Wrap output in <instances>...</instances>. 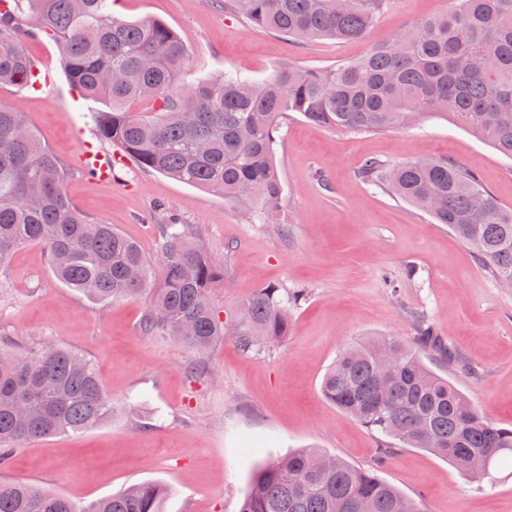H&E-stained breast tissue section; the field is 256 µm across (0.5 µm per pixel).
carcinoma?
<instances>
[{"instance_id": "carcinoma-1", "label": "carcinoma", "mask_w": 512, "mask_h": 512, "mask_svg": "<svg viewBox=\"0 0 512 512\" xmlns=\"http://www.w3.org/2000/svg\"><path fill=\"white\" fill-rule=\"evenodd\" d=\"M0 84L21 86L34 64L21 36L57 46L70 86L108 110L90 113L98 134L146 170L235 200L270 220L283 187L274 164L280 119L298 112L336 132L362 133L444 118L512 157V0H451L448 12L396 33L360 60L329 70L281 65L264 81L224 74L191 86L183 39L159 21H129L112 0H0ZM390 0H224L258 31L299 40L360 39ZM138 101L153 115L133 114ZM359 177L427 213L468 247L498 282L512 281V208L477 176L446 159L388 165L364 161ZM66 170L27 125L0 104V268L30 243L44 247L55 277L98 302L150 294L146 336H171L202 354L226 334L212 302L224 261L181 224L160 225L159 266L110 224L80 212L64 189ZM303 291L272 285L240 306L232 335L253 351L288 335V305ZM415 341L368 338L338 354L325 373L326 400L383 437V455L422 448L465 474L493 479L512 456V428L479 415L447 378L423 361L456 362L421 315ZM112 417L94 364L63 345L23 354L0 341V462L20 441L85 431ZM168 488L134 484L84 512H162ZM423 512L382 479L318 448L263 464L240 512ZM0 512H77L67 497L29 482L0 481Z\"/></svg>"}]
</instances>
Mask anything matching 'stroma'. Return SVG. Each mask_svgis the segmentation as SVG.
Wrapping results in <instances>:
<instances>
[{"mask_svg": "<svg viewBox=\"0 0 512 512\" xmlns=\"http://www.w3.org/2000/svg\"><path fill=\"white\" fill-rule=\"evenodd\" d=\"M451 0H393L359 41H299L253 29L223 0H117L129 20H157L185 40L187 81L230 71L262 81L283 63L326 70L355 60L399 30L447 11ZM24 45L54 81L32 94L0 85V103L30 128L67 170L65 191L90 218L114 224L159 261L158 226L174 216L224 260V285L212 301L234 325L238 305L260 288L285 284L306 297L290 310L285 340L257 351L232 336L214 346L211 378L195 380L194 356L173 339L139 329L147 297L91 302L51 274L44 248H19L0 271V340L24 352L51 342L73 348L98 369L112 398V418L74 434L16 443L1 481H27L69 498L78 512L131 485L156 481L169 493L163 512H239L252 471L299 448L315 447L382 478L425 512H512V461L494 480H476L420 448L380 460L376 436L321 393L336 356L366 337L414 339V314L458 351L435 364L486 419L512 426V288L496 282L471 251L416 207L362 181L366 158L398 163L446 158L473 172L512 208V159L439 118L382 132L343 134L283 119L275 164L283 186L278 221L245 219L237 203L134 161L112 183L84 175L81 133L94 131L100 102L78 97L53 41Z\"/></svg>", "mask_w": 512, "mask_h": 512, "instance_id": "1", "label": "stroma"}]
</instances>
